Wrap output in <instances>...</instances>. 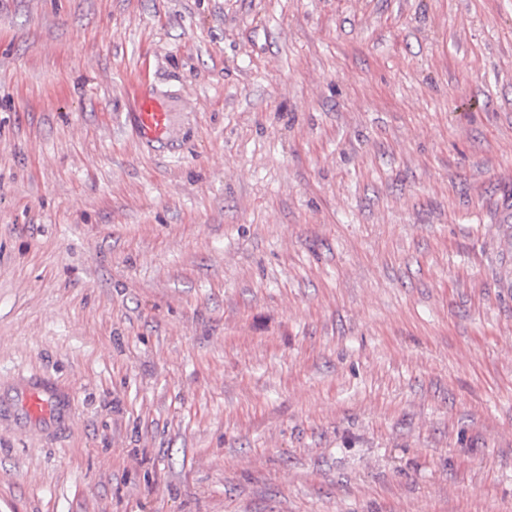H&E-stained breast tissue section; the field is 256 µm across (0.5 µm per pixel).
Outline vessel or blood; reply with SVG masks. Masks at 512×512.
<instances>
[{
    "mask_svg": "<svg viewBox=\"0 0 512 512\" xmlns=\"http://www.w3.org/2000/svg\"><path fill=\"white\" fill-rule=\"evenodd\" d=\"M131 97L133 122L139 137L149 143L161 141L171 124V114L164 102L141 84L133 85ZM68 409V397L46 383L35 381L22 386L13 402L0 403V420L50 431L64 420Z\"/></svg>",
    "mask_w": 512,
    "mask_h": 512,
    "instance_id": "obj_1",
    "label": "vessel or blood"
}]
</instances>
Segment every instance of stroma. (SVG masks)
<instances>
[{"label":"stroma","mask_w":512,"mask_h":512,"mask_svg":"<svg viewBox=\"0 0 512 512\" xmlns=\"http://www.w3.org/2000/svg\"><path fill=\"white\" fill-rule=\"evenodd\" d=\"M30 377L0 512H512V0H0ZM131 97L135 110L133 122L139 137L148 143L161 141L171 124V113L164 102L147 90L144 84H133ZM69 409V398L44 382L22 386L11 403L1 404L0 420L18 426H31L52 431L64 420Z\"/></svg>","instance_id":"obj_1"}]
</instances>
